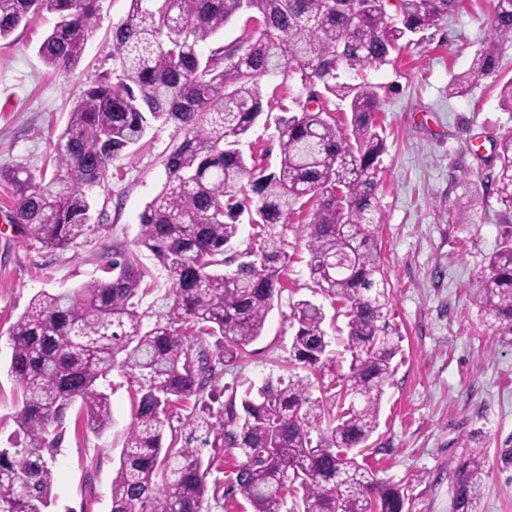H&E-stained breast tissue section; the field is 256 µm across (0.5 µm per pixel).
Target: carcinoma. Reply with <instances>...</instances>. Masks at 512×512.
Instances as JSON below:
<instances>
[{"label": "carcinoma", "instance_id": "carcinoma-1", "mask_svg": "<svg viewBox=\"0 0 512 512\" xmlns=\"http://www.w3.org/2000/svg\"><path fill=\"white\" fill-rule=\"evenodd\" d=\"M100 0H0V40L45 12L56 22L38 48L43 62L70 74L100 20ZM112 30V73L81 91L54 143L50 178L22 166L0 169L20 234L66 250L90 231V191L109 166L154 122L175 125L181 140L168 154L165 182L140 214L135 246L169 273L167 311L152 324L139 311L146 271L132 250L115 249L106 278L64 292L42 291L9 329L8 374L21 394L10 446L0 448V512H46L50 461L67 411L80 404L90 430L111 423L100 383L114 370L136 389V410L112 474V512H208L234 486L253 512H404L398 485L378 480L357 457L370 448L382 397L400 352L389 331L390 289L377 225L376 172L386 151L379 132L380 86L341 80L390 62L404 41L457 11L462 0H400L399 17L384 0L360 14L349 0H128ZM245 17L235 41L202 56L199 46ZM512 47V0H497L490 37L470 67L453 76L448 96L499 71ZM300 82L299 112L278 118L280 165L267 172L238 149L264 111L260 80ZM498 106L512 112V77L496 83ZM347 103L350 128L336 123L331 98ZM496 168L454 182L463 203L454 224L476 223L490 195L512 207V130L495 143ZM248 180L249 189L242 186ZM315 202L305 225L310 278L346 319L340 351L330 349L323 307L293 305L298 329L289 355L313 375L335 373L324 395L311 397L307 376L269 378L256 392L224 400L218 423L210 402L217 365L242 357L257 341L282 289L284 221L302 201ZM251 214L254 247L236 263L227 255L238 218ZM282 230H277V227ZM236 265L222 272L219 267ZM493 333L512 345V238L467 286ZM215 339L209 347L207 339ZM350 355L348 371L336 373ZM187 414L173 425V407ZM215 431L214 453L239 451L235 476L208 482L199 430ZM453 476V512H481L488 476L483 447H470Z\"/></svg>", "mask_w": 512, "mask_h": 512}]
</instances>
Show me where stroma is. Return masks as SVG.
<instances>
[{"label": "stroma", "instance_id": "obj_1", "mask_svg": "<svg viewBox=\"0 0 512 512\" xmlns=\"http://www.w3.org/2000/svg\"><path fill=\"white\" fill-rule=\"evenodd\" d=\"M496 4L463 0L453 17L415 35L390 63L366 73L381 87L387 150L376 202L386 222L377 238L390 288V323L401 348L367 462L381 481L404 490L408 512H452L454 468L470 434L486 448L483 512H512V346L497 341L466 290L512 235V221L502 220L506 207L496 200L482 223L447 220L458 202L452 181L466 169L492 171L495 141L512 129V113L498 107L493 77L480 78L466 96L448 95L452 76L469 67L488 38ZM127 8V0H102L100 24L66 76L37 53L53 15L20 25L0 42V167L21 165L36 173L47 166L80 90L111 70L112 25ZM261 88L267 107L241 149L272 171L279 164L274 118L291 106L298 87L266 77ZM175 138L174 125H155L113 161L107 181L94 190L93 230L65 251L19 233L10 219V191L0 183V447L15 429L17 410L18 392L7 374L10 327L36 293L71 290L101 277L113 249L134 247L139 216L163 186L164 160ZM312 213L308 205L289 216L285 289L262 337L224 368L220 383L237 394L257 389L270 376L301 374L288 358L296 301L323 305L329 338L345 324L309 277L304 226ZM106 391L112 423L102 433L86 430L72 413L64 421L47 512H111L112 474L132 421L131 383L115 371Z\"/></svg>", "mask_w": 512, "mask_h": 512}]
</instances>
